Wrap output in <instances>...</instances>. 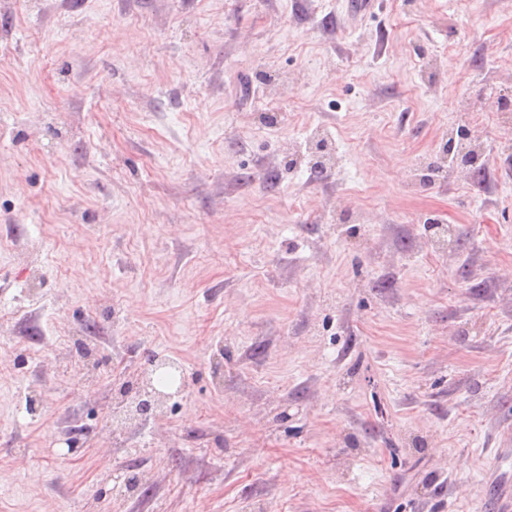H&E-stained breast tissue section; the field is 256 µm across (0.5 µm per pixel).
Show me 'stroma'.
<instances>
[{"label": "stroma", "instance_id": "stroma-1", "mask_svg": "<svg viewBox=\"0 0 512 512\" xmlns=\"http://www.w3.org/2000/svg\"><path fill=\"white\" fill-rule=\"evenodd\" d=\"M346 2L0 0V512H490L512 0ZM133 408L131 412L137 417L156 416L161 409L157 398L147 387H140L137 391Z\"/></svg>", "mask_w": 512, "mask_h": 512}]
</instances>
